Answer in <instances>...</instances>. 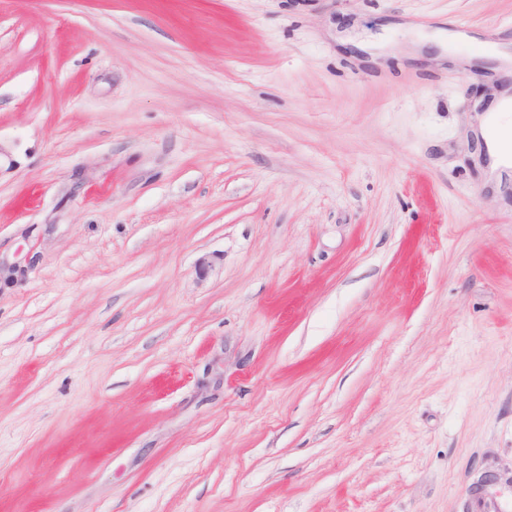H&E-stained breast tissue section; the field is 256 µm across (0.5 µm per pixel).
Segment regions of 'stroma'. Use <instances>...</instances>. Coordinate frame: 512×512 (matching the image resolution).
Instances as JSON below:
<instances>
[{
	"mask_svg": "<svg viewBox=\"0 0 512 512\" xmlns=\"http://www.w3.org/2000/svg\"><path fill=\"white\" fill-rule=\"evenodd\" d=\"M495 42L512 0H0V512H512Z\"/></svg>",
	"mask_w": 512,
	"mask_h": 512,
	"instance_id": "obj_1",
	"label": "stroma"
}]
</instances>
